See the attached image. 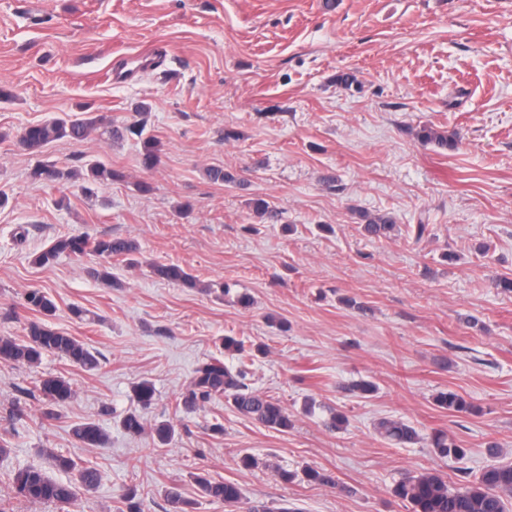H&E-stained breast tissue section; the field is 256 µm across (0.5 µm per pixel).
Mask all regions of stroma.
Here are the masks:
<instances>
[{
	"label": "stroma",
	"mask_w": 512,
	"mask_h": 512,
	"mask_svg": "<svg viewBox=\"0 0 512 512\" xmlns=\"http://www.w3.org/2000/svg\"><path fill=\"white\" fill-rule=\"evenodd\" d=\"M121 56L151 65L117 82ZM344 72L351 87L336 82ZM88 112L119 127L144 121L158 165L143 167L131 135L95 132L38 154L19 143L29 125ZM426 124L457 145H421ZM94 160L122 178L89 196L80 173ZM41 162L74 176L33 179ZM209 167L236 183L210 182ZM0 194V336H25L24 294L42 288L57 304L52 324L100 357L91 372L51 354L35 367L0 362V498L22 467L68 480L50 448L105 473L70 512H119L131 485L147 493L143 512H171L172 486L195 512H226L195 485L202 470L253 503L409 512L392 494L405 472L463 483L512 463V293L492 286L512 278V0H0ZM260 198L277 220L256 217ZM367 214L393 216L395 235L368 236ZM68 234L129 237L138 250L36 264ZM103 264L111 282L89 274ZM159 264L184 267L201 288L159 278ZM227 336L259 346L247 381L288 409L292 428L221 398L183 409L202 363L236 365ZM47 375L70 378L76 395L45 424L32 387ZM142 379L156 389L143 408L132 394ZM359 380L376 392L348 391ZM448 389L475 413L438 407ZM134 410L171 422L172 440L128 435L120 421ZM336 412L346 424L326 430ZM384 417L445 430L467 454L388 442L374 429ZM86 421L108 434L105 447L73 437ZM246 454L255 466L241 464ZM308 467L336 487L307 481Z\"/></svg>",
	"instance_id": "35a3bbf8"
}]
</instances>
